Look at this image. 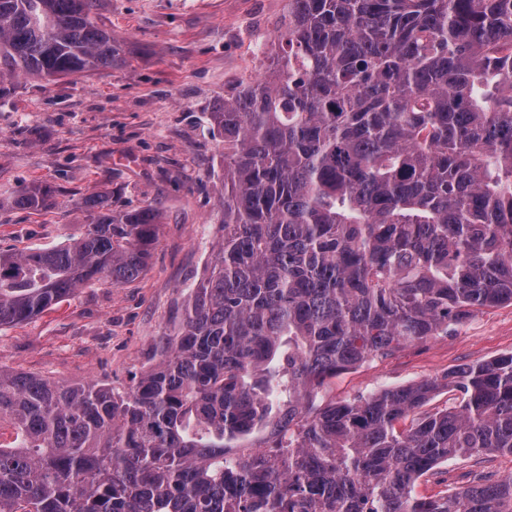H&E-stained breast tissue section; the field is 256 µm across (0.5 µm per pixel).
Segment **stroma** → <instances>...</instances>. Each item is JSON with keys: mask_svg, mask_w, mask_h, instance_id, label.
<instances>
[{"mask_svg": "<svg viewBox=\"0 0 512 512\" xmlns=\"http://www.w3.org/2000/svg\"><path fill=\"white\" fill-rule=\"evenodd\" d=\"M286 9L287 0H97L95 19L120 62L51 83L16 79L0 100V247L64 244L86 225L84 200L95 192L116 211L158 208L160 226L137 281L80 289L51 311L0 327V365L119 389L149 366L223 235L224 143L208 114L265 71ZM21 184L61 193L49 210H25L11 201ZM507 353L512 305L485 308L447 335L336 376L317 401H352ZM511 470L512 458L501 455L452 461L448 484Z\"/></svg>", "mask_w": 512, "mask_h": 512, "instance_id": "obj_1", "label": "stroma"}]
</instances>
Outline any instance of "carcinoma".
Wrapping results in <instances>:
<instances>
[{"label": "carcinoma", "mask_w": 512, "mask_h": 512, "mask_svg": "<svg viewBox=\"0 0 512 512\" xmlns=\"http://www.w3.org/2000/svg\"><path fill=\"white\" fill-rule=\"evenodd\" d=\"M96 2L0 0V98L112 67ZM208 120L224 234L176 335L124 391L0 367V512H512V473L415 493L450 460L512 457V353L315 405L512 304V0H288L266 72ZM85 204L69 243L0 250V327L144 274L159 212ZM442 390L458 402L396 428Z\"/></svg>", "instance_id": "carcinoma-1"}]
</instances>
